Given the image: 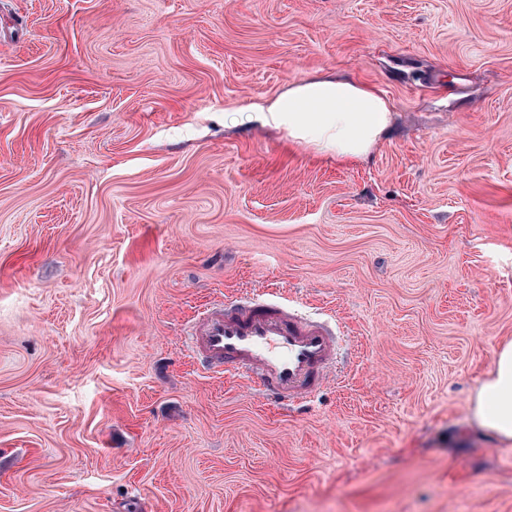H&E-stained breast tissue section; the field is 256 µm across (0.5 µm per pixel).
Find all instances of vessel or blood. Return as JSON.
<instances>
[{
	"label": "vessel or blood",
	"mask_w": 512,
	"mask_h": 512,
	"mask_svg": "<svg viewBox=\"0 0 512 512\" xmlns=\"http://www.w3.org/2000/svg\"><path fill=\"white\" fill-rule=\"evenodd\" d=\"M341 341L330 320L302 316L286 300L263 304L241 294L198 313L187 348L206 373L230 372L267 400L301 404L332 374Z\"/></svg>",
	"instance_id": "vessel-or-blood-1"
}]
</instances>
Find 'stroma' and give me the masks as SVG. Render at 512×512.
Returning a JSON list of instances; mask_svg holds the SVG:
<instances>
[{"instance_id": "35a3bbf8", "label": "stroma", "mask_w": 512, "mask_h": 512, "mask_svg": "<svg viewBox=\"0 0 512 512\" xmlns=\"http://www.w3.org/2000/svg\"><path fill=\"white\" fill-rule=\"evenodd\" d=\"M327 73L364 161L248 119ZM245 291L342 326L310 402L189 358ZM505 338L512 0H0V512H512ZM470 413L499 444H512V340L494 350L492 369L479 386Z\"/></svg>"}]
</instances>
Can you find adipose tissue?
Returning <instances> with one entry per match:
<instances>
[{
  "label": "adipose tissue",
  "mask_w": 512,
  "mask_h": 512,
  "mask_svg": "<svg viewBox=\"0 0 512 512\" xmlns=\"http://www.w3.org/2000/svg\"><path fill=\"white\" fill-rule=\"evenodd\" d=\"M248 118L283 130L289 145L354 164L366 159L389 129L392 106L369 85L326 74L291 82L285 92L253 108ZM470 413L498 443L512 444V340L494 350L492 369L479 386Z\"/></svg>",
  "instance_id": "obj_1"
}]
</instances>
